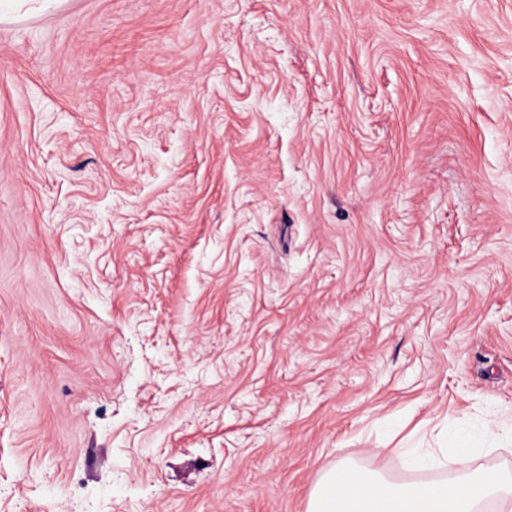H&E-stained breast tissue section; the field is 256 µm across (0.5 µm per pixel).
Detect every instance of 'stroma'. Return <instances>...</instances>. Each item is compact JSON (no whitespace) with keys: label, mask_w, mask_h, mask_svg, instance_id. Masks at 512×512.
<instances>
[{"label":"stroma","mask_w":512,"mask_h":512,"mask_svg":"<svg viewBox=\"0 0 512 512\" xmlns=\"http://www.w3.org/2000/svg\"><path fill=\"white\" fill-rule=\"evenodd\" d=\"M512 416V0L0 7V512H307Z\"/></svg>","instance_id":"35a3bbf8"}]
</instances>
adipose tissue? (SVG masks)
<instances>
[{"label":"adipose tissue","mask_w":512,"mask_h":512,"mask_svg":"<svg viewBox=\"0 0 512 512\" xmlns=\"http://www.w3.org/2000/svg\"><path fill=\"white\" fill-rule=\"evenodd\" d=\"M428 460L455 471V478L399 483L336 464L311 489L308 512H477L487 499L496 502L497 512H512V476L466 473L468 444L433 449Z\"/></svg>","instance_id":"adipose-tissue-1"}]
</instances>
